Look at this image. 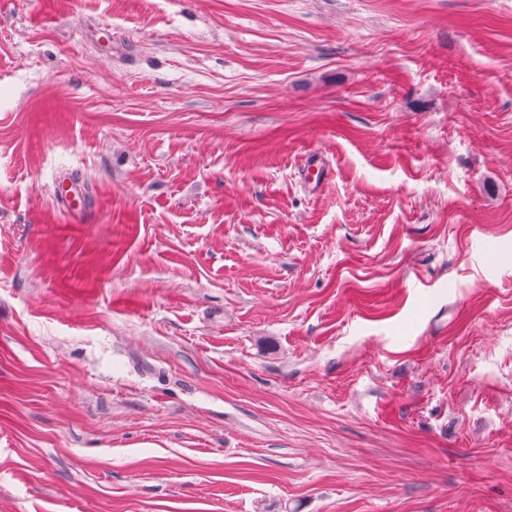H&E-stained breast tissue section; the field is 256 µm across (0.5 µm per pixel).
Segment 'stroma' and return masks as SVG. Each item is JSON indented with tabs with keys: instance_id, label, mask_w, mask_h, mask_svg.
<instances>
[{
	"instance_id": "35a3bbf8",
	"label": "stroma",
	"mask_w": 512,
	"mask_h": 512,
	"mask_svg": "<svg viewBox=\"0 0 512 512\" xmlns=\"http://www.w3.org/2000/svg\"><path fill=\"white\" fill-rule=\"evenodd\" d=\"M0 512H512V0H0Z\"/></svg>"
}]
</instances>
